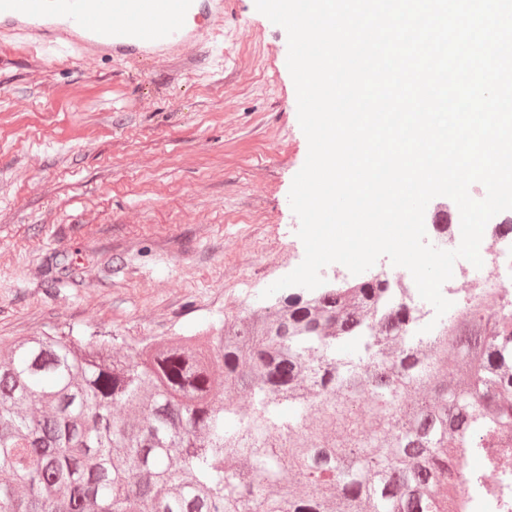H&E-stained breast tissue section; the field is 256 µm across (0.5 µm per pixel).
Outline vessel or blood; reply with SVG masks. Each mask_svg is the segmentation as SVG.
<instances>
[{
  "instance_id": "1",
  "label": "vessel or blood",
  "mask_w": 512,
  "mask_h": 512,
  "mask_svg": "<svg viewBox=\"0 0 512 512\" xmlns=\"http://www.w3.org/2000/svg\"><path fill=\"white\" fill-rule=\"evenodd\" d=\"M223 16L224 0H0V28L125 63L187 60Z\"/></svg>"
}]
</instances>
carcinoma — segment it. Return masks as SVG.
Listing matches in <instances>:
<instances>
[{
    "label": "carcinoma",
    "mask_w": 512,
    "mask_h": 512,
    "mask_svg": "<svg viewBox=\"0 0 512 512\" xmlns=\"http://www.w3.org/2000/svg\"><path fill=\"white\" fill-rule=\"evenodd\" d=\"M386 290L290 293L123 353L1 342L0 512H446L462 449L512 447V325L416 339Z\"/></svg>",
    "instance_id": "carcinoma-1"
}]
</instances>
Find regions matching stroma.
I'll return each mask as SVG.
<instances>
[{
	"label": "stroma",
	"instance_id": "stroma-1",
	"mask_svg": "<svg viewBox=\"0 0 512 512\" xmlns=\"http://www.w3.org/2000/svg\"><path fill=\"white\" fill-rule=\"evenodd\" d=\"M287 53L255 0L138 75L0 32V339L199 335L264 306L304 258Z\"/></svg>",
	"mask_w": 512,
	"mask_h": 512
}]
</instances>
